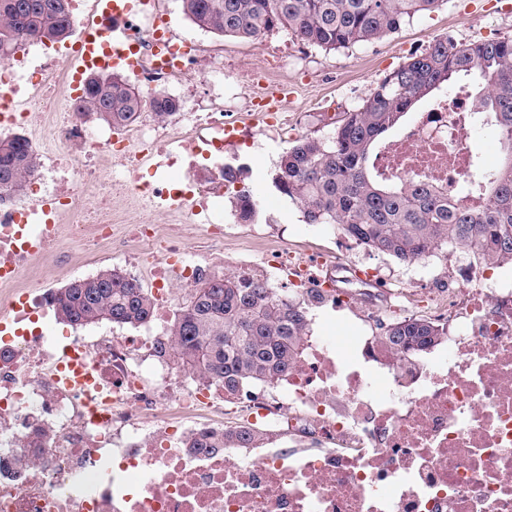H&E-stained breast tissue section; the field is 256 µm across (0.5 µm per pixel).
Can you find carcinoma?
Instances as JSON below:
<instances>
[{
    "label": "carcinoma",
    "mask_w": 512,
    "mask_h": 512,
    "mask_svg": "<svg viewBox=\"0 0 512 512\" xmlns=\"http://www.w3.org/2000/svg\"><path fill=\"white\" fill-rule=\"evenodd\" d=\"M446 0H181L199 28L222 37L252 39L281 30L325 50L379 41ZM73 30L69 0H0V58L26 39L57 41ZM461 77L480 87L475 112L500 144V167L473 170L485 202L471 210L423 180L378 179L371 159L378 143L420 101ZM84 112L123 128L145 105L154 116L172 111L167 96L145 100L118 74L93 75ZM22 135L0 138V193H16L36 168ZM275 188L296 203L308 224H329L357 243L402 262L446 245L470 249L487 264L512 260V35L457 43L440 37L390 72L360 106L343 113L326 140L305 136L284 152ZM248 219L257 203L236 193ZM58 317L75 325L109 321L140 325L151 316V297L117 270L69 283L53 296ZM307 318L300 303L258 278L235 273L204 278L188 294L158 353L177 359L184 373L232 393L247 382L271 383L294 364ZM443 334L439 324L410 317L387 325L381 339L402 360ZM193 448H222L224 434H203Z\"/></svg>",
    "instance_id": "carcinoma-1"
}]
</instances>
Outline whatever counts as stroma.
<instances>
[{"label": "stroma", "mask_w": 512, "mask_h": 512, "mask_svg": "<svg viewBox=\"0 0 512 512\" xmlns=\"http://www.w3.org/2000/svg\"><path fill=\"white\" fill-rule=\"evenodd\" d=\"M507 0H447L438 10L419 15L396 33L382 40L345 49L326 51L302 44L284 32H271L249 41L222 38L199 30L185 16L179 0H163L172 29L195 34L204 51L224 58L225 69L234 71V83L225 88L229 110L239 111V102L249 92L247 65L253 59L288 57V78L294 83L292 102L287 105V137L265 131L262 124L249 121L248 134L259 141V148L241 153V183L249 187L259 202L253 222L237 223L224 219V258L226 261L254 259L258 235L268 240L285 237L300 251H317L332 256L345 253L348 259L376 269L391 287L419 293L436 288L439 269L429 275L419 273L417 264L403 263L357 244L333 226L305 222L300 208L280 194L273 183L278 162L291 142L303 136H329L335 121L344 112L366 101L374 88L410 55L438 37L450 36L457 42L477 38L492 39L512 34V11Z\"/></svg>", "instance_id": "1"}]
</instances>
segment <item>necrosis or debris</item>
<instances>
[{
    "instance_id": "4bbe7bcc",
    "label": "necrosis or debris",
    "mask_w": 512,
    "mask_h": 512,
    "mask_svg": "<svg viewBox=\"0 0 512 512\" xmlns=\"http://www.w3.org/2000/svg\"><path fill=\"white\" fill-rule=\"evenodd\" d=\"M99 14L118 23L144 92L224 71L138 0ZM84 104L66 53L31 46L0 62V135L22 128L57 145L29 176L26 201L0 195V512H512V273L445 251L448 279L429 304L446 334L413 368L367 332L381 319L369 307L348 346L308 332L293 366L263 389L230 395L188 382L157 347L179 291L224 257V155L243 145L244 129L219 107L179 100L172 119L100 133ZM472 108L464 92L430 101L382 143L378 173L480 206L482 190L462 189L475 159ZM192 229L201 251L185 245ZM69 241L94 260L121 256L130 280L147 283L154 311L143 330L64 344L46 332L52 290L38 261H69ZM238 273L285 278L318 308L392 298L378 277L362 290L348 259L303 256L285 241ZM72 351L93 369L87 388L62 379ZM240 412L260 439L191 447ZM43 430L48 443L33 447Z\"/></svg>"
}]
</instances>
